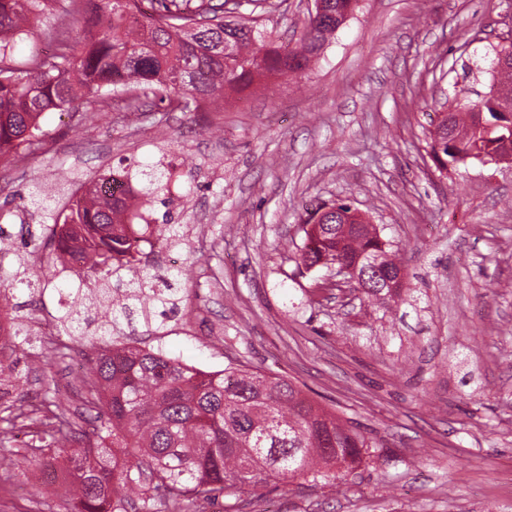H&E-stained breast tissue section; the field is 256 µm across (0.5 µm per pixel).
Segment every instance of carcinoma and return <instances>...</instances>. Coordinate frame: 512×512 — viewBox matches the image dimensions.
Here are the masks:
<instances>
[{"mask_svg": "<svg viewBox=\"0 0 512 512\" xmlns=\"http://www.w3.org/2000/svg\"><path fill=\"white\" fill-rule=\"evenodd\" d=\"M44 0H0V163L10 166L43 148L44 113L109 98L125 114L142 112L151 98L193 104L224 97L228 88L251 84L265 73H300L357 6L358 0H320L295 44L255 35L259 18L276 7L270 0H95L88 22L84 0H70L65 27L34 32L29 13ZM250 12L243 13V6ZM39 35L56 43L48 56H14L17 42ZM512 90V44L497 51V68L485 98L469 100L462 89L441 104L443 118L429 130L438 166L493 162L489 148L512 144V126L496 123L494 91ZM483 110L487 126L474 112ZM143 203L167 189L169 172L141 171ZM126 202L92 191L64 199L37 186L20 197L18 217L41 213V228L81 224L90 238L80 265L67 261L69 238L45 239L27 231L17 268L0 276V309L17 286L38 292L29 279V258L51 276L69 273L78 282L55 317L57 333L80 336L92 349L80 380V405L70 409L44 395L36 408L0 420V445L18 419L36 425L32 447L49 449L71 463L77 512H201L224 497L238 498L270 482L296 479L334 485L337 463L352 471L368 449L377 447L361 432L315 407L283 378L235 366L205 372L171 358L161 349L120 340L140 322L158 336L180 313L181 271L152 272L140 265L142 245L154 242L130 234L121 216ZM181 224H164L156 239L177 246ZM380 251L391 269L401 268L374 225L365 223L336 238L304 236L298 254L309 271L327 259L350 266L361 255ZM376 273L355 282L369 297L394 301L397 292L378 291ZM14 339L9 357L0 355V388L14 387L28 356L24 344L31 318L13 306Z\"/></svg>", "mask_w": 512, "mask_h": 512, "instance_id": "carcinoma-1", "label": "carcinoma"}]
</instances>
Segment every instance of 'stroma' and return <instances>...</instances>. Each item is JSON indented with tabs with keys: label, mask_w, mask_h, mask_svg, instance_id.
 Returning a JSON list of instances; mask_svg holds the SVG:
<instances>
[{
	"label": "stroma",
	"mask_w": 512,
	"mask_h": 512,
	"mask_svg": "<svg viewBox=\"0 0 512 512\" xmlns=\"http://www.w3.org/2000/svg\"><path fill=\"white\" fill-rule=\"evenodd\" d=\"M314 0L264 15L272 40L301 31ZM512 0H359L305 74L260 77L244 108L136 116L46 113V150L0 170V269L21 245L6 199L108 170L141 188L170 172L147 221L183 225L185 245L149 264L185 268L184 310L146 334L190 366L287 378L373 438L360 467L326 487L269 483L206 512H512V161L437 168L427 131L461 88L487 92ZM345 202L397 250L401 298L341 303L299 272L305 206ZM26 435L0 450V512H75L67 471H20Z\"/></svg>",
	"instance_id": "1"
}]
</instances>
